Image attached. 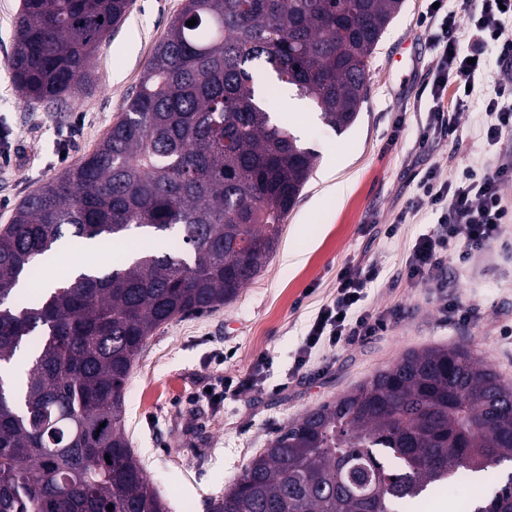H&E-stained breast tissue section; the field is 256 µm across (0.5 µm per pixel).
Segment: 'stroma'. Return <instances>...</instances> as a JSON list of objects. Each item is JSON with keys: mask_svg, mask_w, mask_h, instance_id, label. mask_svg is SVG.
<instances>
[{"mask_svg": "<svg viewBox=\"0 0 512 512\" xmlns=\"http://www.w3.org/2000/svg\"><path fill=\"white\" fill-rule=\"evenodd\" d=\"M430 0H404L375 48L368 97L355 123L335 132L309 100H301L307 123H299L284 87L277 108L304 147L314 153L310 178L289 213L282 242L258 277L233 302L211 312L177 318L157 330L141 351L126 385V429L131 446L168 512H207L249 458L288 423L336 400L405 352L462 345L512 382V249L493 244L470 259L449 253L437 286L408 283L405 252L429 218L396 219L415 190V171L447 162L449 174L512 160V138L491 146L482 129L488 79H477L461 123L462 145L434 140L415 147L430 121L433 103L419 93L432 76L436 54L420 24ZM183 0H132L124 20L94 59L95 79L57 110L20 99L9 75L21 0H0V149L15 160L0 162V226L14 208L48 178L92 153L136 90L145 62L165 35ZM405 123L396 126L397 112ZM346 160L327 176L331 151ZM349 190L336 197L333 180ZM397 225L388 235L389 225ZM351 262L377 263L380 278L367 290L372 307H399L382 336L320 352L309 367L294 363L307 325L335 292L338 270ZM455 301L472 309L460 323L443 313ZM260 368L263 385L214 404L202 395L215 378L237 380Z\"/></svg>", "mask_w": 512, "mask_h": 512, "instance_id": "obj_1", "label": "stroma"}]
</instances>
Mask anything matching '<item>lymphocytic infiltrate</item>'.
<instances>
[{
	"mask_svg": "<svg viewBox=\"0 0 512 512\" xmlns=\"http://www.w3.org/2000/svg\"><path fill=\"white\" fill-rule=\"evenodd\" d=\"M469 23L476 35L462 42L455 14L429 10L421 23L430 32L438 60L433 70L430 95L434 112L423 128L417 147L433 139L462 140L459 116L467 106L468 86L489 67V51L512 58V33L504 27L512 18V0H468ZM487 110L495 121L485 132L488 144H497L504 131L512 130V77L495 79ZM512 181V164L502 163L476 174L466 169L456 177L444 174L441 164H433L417 174V191L404 207V216L430 214L436 227L419 235L409 246L404 268L414 284L435 283L448 261L449 248H457L459 260L490 243L501 241L512 222V210L503 204L501 187ZM376 265H346L336 275V293L323 303L297 351L296 369L305 368L314 350L334 348L357 339L383 333L395 312L378 310L366 303V289L378 278Z\"/></svg>",
	"mask_w": 512,
	"mask_h": 512,
	"instance_id": "f902f5d3",
	"label": "lymphocytic infiltrate"
}]
</instances>
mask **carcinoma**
<instances>
[{"mask_svg": "<svg viewBox=\"0 0 512 512\" xmlns=\"http://www.w3.org/2000/svg\"><path fill=\"white\" fill-rule=\"evenodd\" d=\"M130 4L22 0L9 63L20 96L88 85ZM401 4L184 0L96 151L0 227V363L34 357L19 392L0 376V512H168L124 434L132 363L161 325L234 301L277 250L314 154L269 98L292 86L346 130ZM256 63L275 77L262 92ZM135 231L179 247L16 299L65 234L107 247ZM506 462L512 383L465 347L414 350L280 430L208 512H404ZM469 509L512 512V472Z\"/></svg>", "mask_w": 512, "mask_h": 512, "instance_id": "cac0c4a2", "label": "carcinoma"}]
</instances>
